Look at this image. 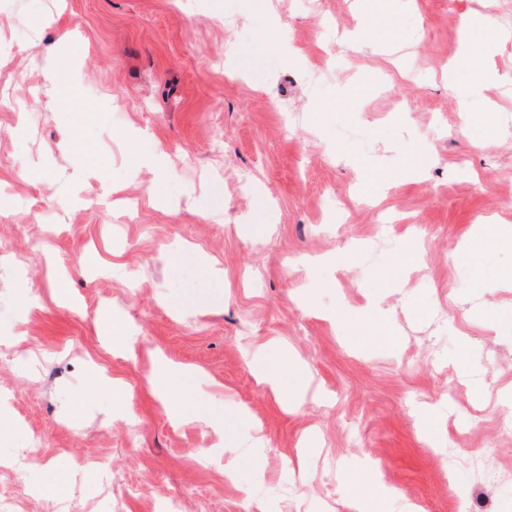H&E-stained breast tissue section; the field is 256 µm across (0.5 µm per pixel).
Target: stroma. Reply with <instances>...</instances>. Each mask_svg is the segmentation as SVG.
Here are the masks:
<instances>
[{"label":"stroma","mask_w":512,"mask_h":512,"mask_svg":"<svg viewBox=\"0 0 512 512\" xmlns=\"http://www.w3.org/2000/svg\"><path fill=\"white\" fill-rule=\"evenodd\" d=\"M482 2L409 0L364 29L355 0H0V456L34 464L0 466L10 512H160L175 493L183 512H246L228 448L241 480L263 467L267 512H352L362 457L395 491L389 512H449L452 483L468 512H512V483H476L469 465H512V420L472 384L512 382V288L497 278L512 267V0L490 10L481 75L449 66ZM358 30L364 48L338 54ZM75 84L93 110L71 104ZM144 138L164 181L140 162ZM349 153L385 193L360 196ZM101 157L108 194L72 177ZM486 217L475 259L461 245ZM59 271L68 305L52 297ZM373 301L396 342L341 312ZM105 308L138 329L129 352L100 342ZM273 339L284 398L248 366ZM158 353L183 371L164 403ZM102 371L127 395L99 389ZM439 402L436 423L424 409ZM103 465L141 497L81 479ZM44 477L68 496L33 495Z\"/></svg>","instance_id":"stroma-1"}]
</instances>
